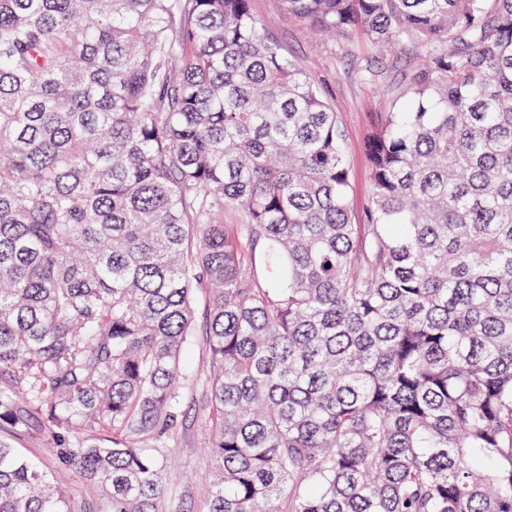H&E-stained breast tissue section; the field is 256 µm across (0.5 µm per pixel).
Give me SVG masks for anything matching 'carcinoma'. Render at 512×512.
I'll use <instances>...</instances> for the list:
<instances>
[{
  "instance_id": "carcinoma-1",
  "label": "carcinoma",
  "mask_w": 512,
  "mask_h": 512,
  "mask_svg": "<svg viewBox=\"0 0 512 512\" xmlns=\"http://www.w3.org/2000/svg\"><path fill=\"white\" fill-rule=\"evenodd\" d=\"M282 2L423 47L361 224L250 0H0V512H167L200 290L206 512H512V0ZM17 449L31 460L44 466L50 467L53 464L52 442L47 437L41 436L36 439L20 441Z\"/></svg>"
}]
</instances>
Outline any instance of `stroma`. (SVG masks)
<instances>
[{
  "label": "stroma",
  "mask_w": 512,
  "mask_h": 512,
  "mask_svg": "<svg viewBox=\"0 0 512 512\" xmlns=\"http://www.w3.org/2000/svg\"><path fill=\"white\" fill-rule=\"evenodd\" d=\"M254 17L264 23L266 35L297 60L302 71L324 91L340 122L349 166V207L360 216L371 200L366 142L382 112L388 111L400 70L381 71L375 80L363 79L366 67L375 66V52L360 30L323 41L306 21L291 16L281 0H251ZM208 364L204 342H197L184 364L187 375L183 425L169 450L177 470L168 512H205L201 478L214 466L203 448L207 442L209 407L202 392Z\"/></svg>",
  "instance_id": "stroma-1"
}]
</instances>
